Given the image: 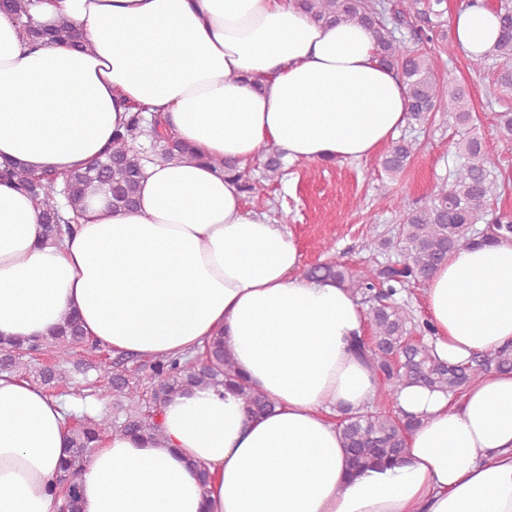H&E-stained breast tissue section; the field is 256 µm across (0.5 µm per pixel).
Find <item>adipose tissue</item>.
Returning <instances> with one entry per match:
<instances>
[{
	"mask_svg": "<svg viewBox=\"0 0 512 512\" xmlns=\"http://www.w3.org/2000/svg\"><path fill=\"white\" fill-rule=\"evenodd\" d=\"M31 14L70 21L83 45L35 47L0 12V165L89 166L135 104L199 157L147 164L131 210L98 192L59 244L37 201L0 182V337L38 340L73 316L90 342L156 359L220 336L275 405L253 420L236 392L189 386L162 407L160 439L102 433L83 512H512V372H486L455 399L403 387L399 408L421 421L403 458L350 470L333 417L379 389L355 348L365 312L348 288L303 275L292 234L247 210L217 166L269 147L334 163L388 145L407 98L372 32L315 22L296 0H34ZM452 28L481 56L500 24L468 6ZM423 307L448 362L512 346V242L461 244ZM70 427L56 397L0 375V512H58Z\"/></svg>",
	"mask_w": 512,
	"mask_h": 512,
	"instance_id": "1",
	"label": "adipose tissue"
}]
</instances>
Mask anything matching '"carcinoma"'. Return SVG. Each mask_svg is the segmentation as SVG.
<instances>
[{
	"instance_id": "obj_1",
	"label": "carcinoma",
	"mask_w": 512,
	"mask_h": 512,
	"mask_svg": "<svg viewBox=\"0 0 512 512\" xmlns=\"http://www.w3.org/2000/svg\"><path fill=\"white\" fill-rule=\"evenodd\" d=\"M317 21L353 22L369 28L374 36L381 64L394 71L405 86L410 120L423 122L433 112L448 110L457 125L466 129L458 141L464 162L449 172L437 185L430 202L412 208L400 202L403 223L397 238L405 254L403 262L382 264L359 278L348 275L338 263L310 267V279L334 280L346 286L356 298L369 305L367 312L371 336L358 341V347L380 379L384 399L397 404L399 389L419 385L458 394L472 381L492 369L512 370V347L479 355L467 363L440 359L432 345L413 340L414 333L429 334V327L418 322L411 311L394 302V296L409 284L428 280L460 243L497 242L512 238V219L496 214L491 208L498 189V176L488 167L497 144L469 131L473 124L470 95L461 85L451 87L435 76L433 57L421 49H411L396 36L407 26L418 44L442 41L448 54L454 46L448 37L446 0H298ZM32 0H0V11L13 14L25 32L45 46L76 40L75 30L67 21L44 25L36 22L30 8ZM493 9L501 23V35L493 51L470 59L475 72L491 71L501 91L512 93V0H496ZM413 145L395 142L383 160L385 171L402 172L412 155ZM188 156V149L158 121L149 122L143 109L133 113L124 132L116 133L103 156L84 171L38 175L23 164L0 169V179L34 197L42 207L45 238L58 242L71 230L75 218L65 217L56 198L67 199L71 210L79 214L89 196L105 191L112 208L130 209L136 204L144 162L152 157L164 160ZM224 173L233 177L248 197L261 194L265 182L281 175L280 153L269 154L265 174L252 178L227 162H220ZM484 224L483 229L476 228ZM85 336L76 320L69 318L50 337L41 341L1 340L0 371L21 375L30 367L23 361L28 354L45 348L55 356V363L34 370L40 384L54 388L65 378L63 365L70 362L76 346ZM112 391L126 397L131 408L116 428L149 439L161 437L157 415L165 402L185 384H202L217 390L234 389L242 396L247 415L257 419L270 414L273 403L263 394L247 388L236 374L224 341L216 338L206 348L203 361L188 365L187 360L162 358L148 365L146 374L136 381L117 372L104 374ZM420 425L408 416H393L383 409L365 412H341L339 429L349 453L351 469L358 471L374 464L401 458L407 434ZM102 432L101 423L84 416L71 429L68 457L60 464L57 484L63 494L59 512H81L80 477Z\"/></svg>"
}]
</instances>
